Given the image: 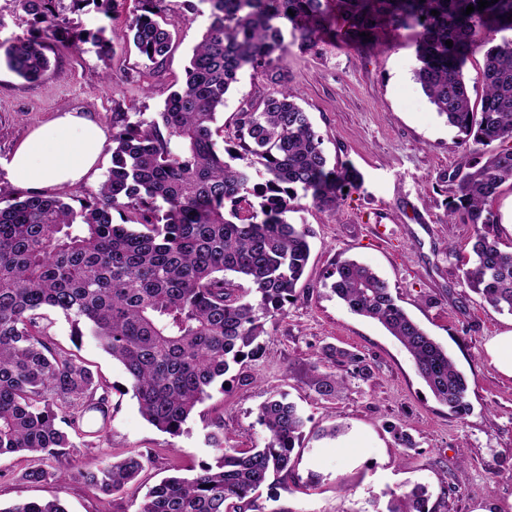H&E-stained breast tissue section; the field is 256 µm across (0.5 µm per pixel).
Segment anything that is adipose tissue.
I'll return each instance as SVG.
<instances>
[{
    "instance_id": "obj_1",
    "label": "adipose tissue",
    "mask_w": 512,
    "mask_h": 512,
    "mask_svg": "<svg viewBox=\"0 0 512 512\" xmlns=\"http://www.w3.org/2000/svg\"><path fill=\"white\" fill-rule=\"evenodd\" d=\"M106 139L94 117L60 113L18 143L8 165L9 180L41 195L80 187L95 172Z\"/></svg>"
}]
</instances>
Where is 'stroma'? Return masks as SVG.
Segmentation results:
<instances>
[{"instance_id":"35a3bbf8","label":"stroma","mask_w":512,"mask_h":512,"mask_svg":"<svg viewBox=\"0 0 512 512\" xmlns=\"http://www.w3.org/2000/svg\"><path fill=\"white\" fill-rule=\"evenodd\" d=\"M176 2L182 16L163 64L151 65L129 45L128 20L137 4L119 0L111 16L90 6L74 16L82 30L105 28L116 50L111 61L88 42L74 53L57 50L34 83L0 65V188L11 187L7 167L16 143L57 113L87 112L108 128L113 113L162 108L208 24L202 0ZM415 66L414 33L401 29L381 34L373 48L343 46L328 35L307 50L292 38L281 62L242 75L218 116L225 136H232V117L244 103L285 88L308 113L329 161L348 162L361 175L337 208L306 200L288 215L313 232L305 293L284 318L267 322L259 357L232 368L223 391L213 392L175 438L142 416L123 367L93 339H75L65 318L54 316L56 342L92 365L110 388L109 454L140 450L152 461L126 493L106 496L73 481L25 482L21 473L38 466V458L8 454L0 457L1 506L56 497L68 512H135L173 467L212 461L205 436L215 419L236 448L263 446L258 408L282 394L306 420L303 441L293 477L278 500L259 498L261 512H384L390 492L416 484L427 487L433 512H512V377L485 351L493 336L512 330V314L494 310L462 279L473 229L447 217L448 174L461 162L462 135L429 103L414 80ZM344 259L373 268L448 352L469 382L466 414H449L401 343L325 287L327 271ZM327 345L359 353L373 367L370 379L347 377L343 393L330 401L310 384ZM333 424L340 434L318 437ZM395 426L406 427L412 447L397 445ZM312 470L319 483H309Z\"/></svg>"}]
</instances>
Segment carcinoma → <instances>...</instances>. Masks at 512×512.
I'll return each instance as SVG.
<instances>
[{"label": "carcinoma", "mask_w": 512, "mask_h": 512, "mask_svg": "<svg viewBox=\"0 0 512 512\" xmlns=\"http://www.w3.org/2000/svg\"><path fill=\"white\" fill-rule=\"evenodd\" d=\"M30 17L27 37L0 42V60L27 82L50 67L47 52L92 42L113 55L106 28L76 29L69 14L88 6L108 16L118 0H13ZM171 0H138L129 31L139 54L161 64L171 50ZM209 25L192 50L185 78L149 116L112 113V165L94 194L24 195L0 191V456L38 454L54 472L32 468L28 482L75 480L105 495L123 491L149 456L132 452L76 463L80 448L107 440L109 391L77 354L53 338L48 312L71 335L95 339L125 369L141 414L173 437L213 385L254 357L265 320L287 314L310 258V230L286 214L309 199L333 209L358 174L329 165L322 139L288 90L235 113L231 145L220 147L217 114L247 70L288 51L292 24L301 46L344 16L343 36L362 44L377 30H413L414 80L436 112L464 134L465 155L448 174V216L473 226L472 259L462 277L498 311L512 314V250L500 247L489 205L512 183V0L477 10L479 0H201ZM474 12L465 14L468 5ZM293 14H288V11ZM436 10L439 15H431ZM369 34L363 38L360 33ZM453 42L447 47L445 41ZM484 51L485 94L471 106L464 67ZM119 215L121 223L114 222ZM331 291L354 314L378 321L413 359L418 375L448 411L468 409L469 386L446 352L399 306L386 281L355 260L335 263ZM363 379L357 353L327 346L311 384L325 399L343 380L320 366ZM263 447L239 450L221 425L207 434L214 462L152 487L135 512H255L259 492L278 497L295 467L305 420L270 397L257 412ZM0 512H65L59 499L18 501ZM386 512H430L415 485L394 492Z\"/></svg>", "instance_id": "carcinoma-1"}]
</instances>
